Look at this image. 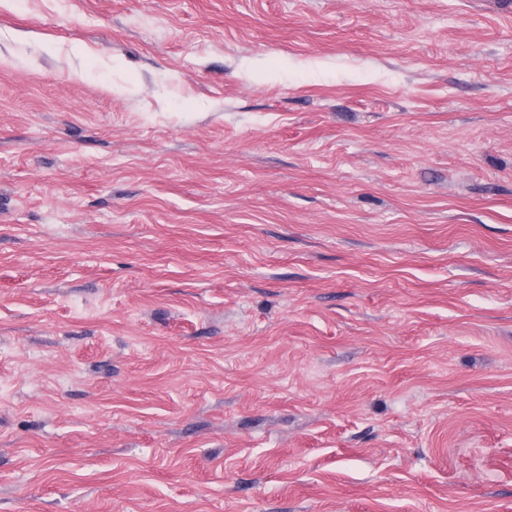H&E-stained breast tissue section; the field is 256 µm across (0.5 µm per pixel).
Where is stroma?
<instances>
[{
	"instance_id": "35a3bbf8",
	"label": "stroma",
	"mask_w": 512,
	"mask_h": 512,
	"mask_svg": "<svg viewBox=\"0 0 512 512\" xmlns=\"http://www.w3.org/2000/svg\"><path fill=\"white\" fill-rule=\"evenodd\" d=\"M0 512H512V0H0Z\"/></svg>"
}]
</instances>
